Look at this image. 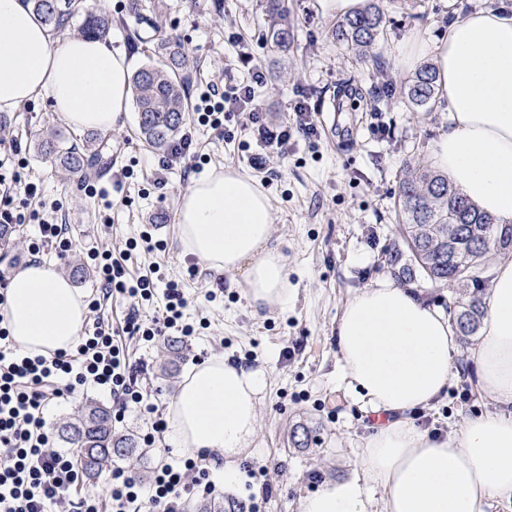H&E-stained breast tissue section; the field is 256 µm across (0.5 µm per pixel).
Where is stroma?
Instances as JSON below:
<instances>
[{
    "label": "stroma",
    "instance_id": "1",
    "mask_svg": "<svg viewBox=\"0 0 512 512\" xmlns=\"http://www.w3.org/2000/svg\"><path fill=\"white\" fill-rule=\"evenodd\" d=\"M289 3L297 29L285 50L271 49L261 37L262 0H161L158 19L184 39L197 61L191 98H198L207 84L245 79L253 66L266 75L258 95L268 120L290 121L295 98L304 95L321 128L317 137H296L286 152L271 154L256 170L250 159L261 148L242 129L241 119L226 122L221 131L201 127L196 132V161L175 165L166 185L158 186V154L143 142L132 109L112 131V161L106 171L78 185L65 182L35 143L50 128L69 143H82L88 134L70 128L48 102L38 101L9 114L8 137L20 144L26 164L18 182L0 185V194L19 198L23 183L41 182L43 195L32 206L49 222L62 225L72 246L65 256L48 248L37 258L96 302L85 327L101 321L119 328L131 311H139L145 320L162 312L161 297L135 308L120 294H106L98 273L75 276L73 268L89 247L110 251L128 277L149 276L159 267L182 284L189 298L184 321L195 332L181 339L180 357L171 367L173 379L156 376L164 361V337L151 342L130 335L121 338L152 409L128 410L117 427L140 442L154 434L146 466L153 469L185 458L169 432L153 433L152 425L167 420L189 369L223 354L265 371L255 435L239 462L235 482L225 484L222 464L209 466L211 479L222 485L224 495L257 505L260 512H297L301 498L325 482L352 475L358 450L379 421L362 409L347 387L336 347V322L356 292L387 277L383 251L399 222L397 181L407 162L428 160L433 143L448 127L442 104L426 111L404 102L400 88L415 70L398 65L396 53L418 34L436 43L456 16L469 11L502 7L512 15V0H383L384 32L371 49L376 61L361 66L346 46L328 35L336 15L322 12L316 0ZM345 88L359 89L362 95L338 117L334 101ZM337 117L350 126L349 136L331 131ZM226 167L252 175L270 198L272 236L288 265L287 306L254 310L241 274L208 269L181 252V195L198 171ZM125 170L130 173L126 179L121 176ZM145 231L152 235L154 250L129 249V242ZM217 287L223 288V296L207 301V292ZM457 350L460 378L418 418L422 427L444 436L468 415L492 408L466 368L467 346L458 345ZM298 425L311 432L307 447H293L289 440Z\"/></svg>",
    "mask_w": 512,
    "mask_h": 512
}]
</instances>
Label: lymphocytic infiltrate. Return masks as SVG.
I'll use <instances>...</instances> for the list:
<instances>
[{
	"mask_svg": "<svg viewBox=\"0 0 512 512\" xmlns=\"http://www.w3.org/2000/svg\"><path fill=\"white\" fill-rule=\"evenodd\" d=\"M265 81L264 72L255 69L243 82L200 93L195 107L196 126L217 130L223 128L226 118L237 115L242 117L244 129L256 135L265 147L277 151L287 149L294 135L314 137L317 128L305 102L294 104L292 124L274 125L268 121L257 97V90ZM196 126L184 129L167 147L158 161L160 169H170L174 163L193 157ZM39 193V184L30 182L24 188L23 200L0 198V224L36 223V234L28 243L29 253H40L48 246L66 252L70 243L60 226L41 219L39 212L29 207ZM99 263L106 287L116 288L133 300H147L158 292L163 295L162 318L146 322L139 315H130L126 332L148 341L170 330L185 336L193 334V327L183 321L187 299L179 282L169 280L160 287L147 278L129 280L108 256H101ZM89 382L109 390L120 409L146 405L111 330L94 324L74 355H33L11 343L7 320L0 312V447L5 450L0 458V512H100L96 495L73 497L71 490L78 474L63 454L51 448L44 418V410L52 401ZM215 492L207 455L201 452L186 459L183 467L162 465L148 497L161 512H179L185 497L207 498Z\"/></svg>",
	"mask_w": 512,
	"mask_h": 512,
	"instance_id": "f902f5d3",
	"label": "lymphocytic infiltrate"
}]
</instances>
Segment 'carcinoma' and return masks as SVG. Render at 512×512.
<instances>
[{
    "label": "carcinoma",
    "mask_w": 512,
    "mask_h": 512,
    "mask_svg": "<svg viewBox=\"0 0 512 512\" xmlns=\"http://www.w3.org/2000/svg\"><path fill=\"white\" fill-rule=\"evenodd\" d=\"M60 36L82 19L79 33L106 39L112 32V15L97 0H25ZM267 19L264 39L283 49L294 37V19L288 0H263ZM384 11L379 0H366L354 15L335 24L329 36L355 51L357 61L370 59V50L383 32ZM136 45L151 46L150 63L135 71L130 91L138 112L139 131L148 147L161 150L174 140L189 112L192 81L190 54L185 43L163 25L127 29ZM436 97V72L423 66L411 83L403 87V98L412 108L431 110ZM42 155L58 162L73 179H85L106 169L110 146L103 139L65 147L53 132L38 143ZM401 218L399 241L385 251L388 271L400 282L418 279L436 288H446L448 312L463 340L477 334L484 316L483 289L488 286L489 257L512 250V224H501L479 210L448 177L417 162L403 170L397 189ZM66 448L84 475L94 480L105 465L135 466L143 457L134 438L112 426V411L91 400L80 414L55 425ZM195 512H247L241 502L224 504V498H210L195 506Z\"/></svg>",
    "instance_id": "cac0c4a2"
}]
</instances>
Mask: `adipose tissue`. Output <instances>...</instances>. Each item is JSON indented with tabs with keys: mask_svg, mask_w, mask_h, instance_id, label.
I'll list each match as a JSON object with an SVG mask.
<instances>
[{
	"mask_svg": "<svg viewBox=\"0 0 512 512\" xmlns=\"http://www.w3.org/2000/svg\"><path fill=\"white\" fill-rule=\"evenodd\" d=\"M448 130L430 152L483 212L512 223V16L480 8L431 48ZM132 67L98 39L54 47L23 0H0V111L50 101L77 130L111 131L127 110ZM179 243L207 268L243 275L253 307L285 305L288 267L272 241L273 210L238 171L200 175L181 196ZM87 303L65 276L33 263L7 288L8 330L33 354L73 348ZM455 330L443 310L387 279L363 288L336 326L344 376L365 410L382 415L359 454V474L322 485L298 512H488L512 500V257L494 268L482 338L469 362L495 410L470 416L456 437L415 426L410 411L444 393L456 367ZM265 372L215 355L194 367L170 404L171 440L204 450L232 477L255 434Z\"/></svg>",
	"mask_w": 512,
	"mask_h": 512,
	"instance_id": "1",
	"label": "adipose tissue"
}]
</instances>
